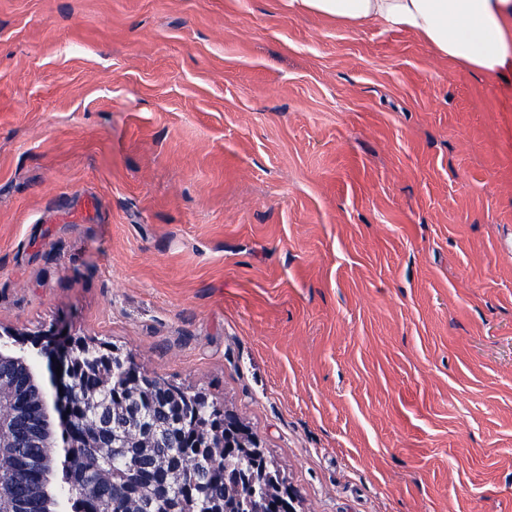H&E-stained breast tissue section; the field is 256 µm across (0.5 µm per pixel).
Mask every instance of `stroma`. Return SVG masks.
<instances>
[{
	"instance_id": "stroma-1",
	"label": "stroma",
	"mask_w": 512,
	"mask_h": 512,
	"mask_svg": "<svg viewBox=\"0 0 512 512\" xmlns=\"http://www.w3.org/2000/svg\"><path fill=\"white\" fill-rule=\"evenodd\" d=\"M53 327L205 388L297 512H512V77L288 0H0V332Z\"/></svg>"
}]
</instances>
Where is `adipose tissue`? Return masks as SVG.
Here are the masks:
<instances>
[{
    "instance_id": "1",
    "label": "adipose tissue",
    "mask_w": 512,
    "mask_h": 512,
    "mask_svg": "<svg viewBox=\"0 0 512 512\" xmlns=\"http://www.w3.org/2000/svg\"><path fill=\"white\" fill-rule=\"evenodd\" d=\"M288 6L351 25L414 31L441 56L482 72L512 64V0H288Z\"/></svg>"
}]
</instances>
